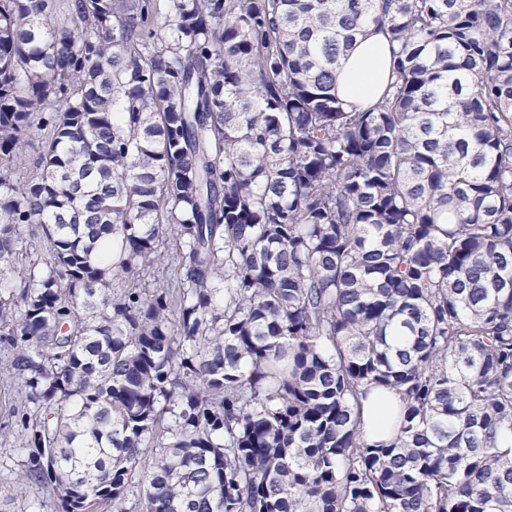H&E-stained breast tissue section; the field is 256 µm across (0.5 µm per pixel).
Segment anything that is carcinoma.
I'll list each match as a JSON object with an SVG mask.
<instances>
[{"mask_svg":"<svg viewBox=\"0 0 512 512\" xmlns=\"http://www.w3.org/2000/svg\"><path fill=\"white\" fill-rule=\"evenodd\" d=\"M0 349L55 512H512V0H0ZM391 46L383 32L369 26L341 62L336 94L347 104L365 106L383 93L390 73ZM378 393L381 396H376ZM399 411V400L394 391H374L363 402V430L367 440L377 443L392 437L396 430L392 415Z\"/></svg>","mask_w":512,"mask_h":512,"instance_id":"obj_1","label":"carcinoma"}]
</instances>
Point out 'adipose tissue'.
Wrapping results in <instances>:
<instances>
[{"label":"adipose tissue","instance_id":"adipose-tissue-1","mask_svg":"<svg viewBox=\"0 0 512 512\" xmlns=\"http://www.w3.org/2000/svg\"><path fill=\"white\" fill-rule=\"evenodd\" d=\"M391 46L383 32L367 27L363 36L341 62L336 93L347 104L365 106L383 93L390 73ZM399 411L394 391L369 396L363 403V430L369 442L377 443L393 436V417Z\"/></svg>","mask_w":512,"mask_h":512}]
</instances>
